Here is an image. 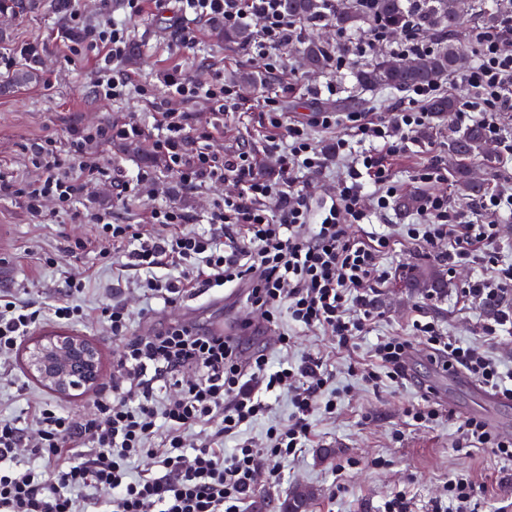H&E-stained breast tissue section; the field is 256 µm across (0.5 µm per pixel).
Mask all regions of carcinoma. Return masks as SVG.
I'll return each instance as SVG.
<instances>
[{
    "instance_id": "cac0c4a2",
    "label": "carcinoma",
    "mask_w": 512,
    "mask_h": 512,
    "mask_svg": "<svg viewBox=\"0 0 512 512\" xmlns=\"http://www.w3.org/2000/svg\"><path fill=\"white\" fill-rule=\"evenodd\" d=\"M283 9L288 16L302 23L330 21L344 30L369 25L365 14L352 8H341L331 0H283ZM372 15L381 19L391 30H400L412 20L419 30L436 31L446 45L411 60L389 56L367 64L356 74L360 86L408 91L439 80L458 69L463 50L449 44L465 24V18L459 12L458 0H430V4L420 10L404 5L403 0H376ZM302 55L313 71L324 69L331 60L330 48L315 41L302 48ZM458 105V98L440 95L431 101L429 108L432 112L443 114L457 111ZM486 141L484 127L476 124L448 144L455 187L473 197L481 193V184L468 178V162L486 154Z\"/></svg>"
}]
</instances>
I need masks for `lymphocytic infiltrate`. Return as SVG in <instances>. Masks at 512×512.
Listing matches in <instances>:
<instances>
[{
    "label": "lymphocytic infiltrate",
    "mask_w": 512,
    "mask_h": 512,
    "mask_svg": "<svg viewBox=\"0 0 512 512\" xmlns=\"http://www.w3.org/2000/svg\"><path fill=\"white\" fill-rule=\"evenodd\" d=\"M125 2L127 14L120 20L112 16V0H100L95 24L85 23L78 10L68 14L81 31L73 52L97 57L95 87L111 100L148 93L117 72L129 47L131 21L142 13L144 0ZM179 3L182 14L194 18L181 29L183 49L197 43L195 22L220 20L237 27L255 21L259 27L249 53L270 73L280 67L278 50L300 28L282 11L281 0ZM386 41L401 56L435 47L410 28L391 39L377 21L367 36L343 42L337 68L368 56ZM469 42L474 61L450 84L409 90L388 114H318L316 124L329 128L342 123L348 131L334 147L344 170L329 201L318 207L311 184L325 170L326 157L308 125L286 122L278 99L266 98L268 143L278 173L263 177L248 153L219 155L196 145L184 104L203 98L221 115L239 111L243 99L234 85L218 79L202 83L181 69L164 77L179 104L160 108L154 128L130 120L86 125L74 128L66 145L48 136L29 146L38 175L16 184L15 192L35 219L42 217L49 199L58 213L74 215L77 201L106 179L117 185L120 202L139 199L151 180L149 173L133 179L111 173L105 155L89 150L93 141L151 138L171 174L188 188L232 174L239 190L211 204L207 221L212 233L182 231L188 217L173 204L151 208L139 225L115 223L110 212L95 209L82 215L94 226V237L72 241L69 254L94 248L102 258H122L126 270L142 274V295L168 305L192 291L230 289L244 304L263 310L264 324L247 323L238 333L219 336L188 322H172L134 336L128 308L113 302L105 317L121 347L113 359L111 397L99 400L82 419L43 407L35 409L29 429L0 418V512H89L79 495L87 487L107 490V498L99 502L101 512H245L257 479L279 482L283 463L305 447L312 415L335 413L337 406L321 358L274 367L266 347L255 343V336L277 328L280 313L296 324L330 332L340 346H353L373 323L369 294L388 276L382 259L404 242L437 251L452 264L481 257L492 275L475 278L464 290L478 303L499 302L512 289V266L498 263L496 225L474 221L443 194L424 196L418 220L402 230L360 235L350 230L391 208L403 189L391 162L409 153L417 129L430 118L428 102L445 87L462 93L457 124L482 113L489 139L501 142L500 118L512 112V0L503 6L494 31L473 29ZM172 267L179 268V275H169ZM44 316L12 290L1 289L0 355L17 348ZM412 328L413 338L446 355L448 365L512 399V381L483 350L447 336L433 321L417 319ZM411 340L380 339L373 349L379 367L366 372V381L378 382L384 374L397 384L407 380ZM281 395L293 407L287 423L267 429L264 447L242 440L244 428L270 412V397ZM228 439L234 440V448H225ZM25 455L44 461V468L18 467V457Z\"/></svg>",
    "instance_id": "lymphocytic-infiltrate-1"
}]
</instances>
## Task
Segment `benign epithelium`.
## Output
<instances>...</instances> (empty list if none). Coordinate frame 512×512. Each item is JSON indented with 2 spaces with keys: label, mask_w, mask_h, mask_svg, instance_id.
Returning a JSON list of instances; mask_svg holds the SVG:
<instances>
[{
  "label": "benign epithelium",
  "mask_w": 512,
  "mask_h": 512,
  "mask_svg": "<svg viewBox=\"0 0 512 512\" xmlns=\"http://www.w3.org/2000/svg\"><path fill=\"white\" fill-rule=\"evenodd\" d=\"M31 345L28 365L43 384L68 393L99 383L98 352L83 337L58 331L34 339Z\"/></svg>",
  "instance_id": "obj_1"
}]
</instances>
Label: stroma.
<instances>
[{"label":"stroma","instance_id":"stroma-1","mask_svg":"<svg viewBox=\"0 0 512 512\" xmlns=\"http://www.w3.org/2000/svg\"><path fill=\"white\" fill-rule=\"evenodd\" d=\"M69 8L61 0H38L32 11L9 15L0 26V50L9 52L32 42L46 45L43 56L18 62V70L35 72V82L19 87L11 84L10 74L0 75V168L14 179H28L36 170L24 150L26 144L52 136L66 139L74 127L104 124L108 121H154L155 111L164 107V74L179 66L199 81L220 78L238 87L245 108L225 115L224 132L208 142L218 154L249 151L260 174L275 168L274 157L266 149V120L263 101L280 94L288 119L310 122V132L318 147L328 156L326 171L314 178L317 198L333 192L342 168L333 157L337 129L312 124L318 112L343 115L362 109L388 112L401 98L399 91H364L357 85L355 66L339 70L309 72L298 65L299 50L310 37L320 34L317 26H304L282 52L283 66L274 73L253 63L247 50L218 41L212 25L199 24L198 43L183 52L177 32L183 17L175 0H147L143 12L132 22L133 51L121 71L135 82L152 87L154 101L138 95L121 101L100 98L95 93L97 61L94 56L75 57L70 53L74 34L66 21ZM454 116L432 115L417 130L410 152L396 159L393 170L406 193H444L451 205L468 211L479 208L478 201L459 196L453 179L420 184L414 182L415 169L434 163L448 166V140L462 133ZM107 155L112 167L128 176L148 172L159 186L158 197H145L128 206L115 202L117 189L111 181L91 188L84 208L111 209L115 222L140 223L145 210L156 203H172L184 209L189 227L206 230L205 215L211 201L235 192L232 175L223 182L194 189L180 185L152 149L150 140H138L135 147L113 143ZM486 192L512 193V154L494 148L486 160L472 168ZM94 228L58 214L54 201H46L41 220H32L21 198L11 189L0 187V289H14L17 297L42 310H49L64 296L68 279L87 276L80 302L86 317L69 326L92 343L101 357V380L90 390L60 395L41 385L28 371L22 350L0 359V417L29 424L35 405L55 408L73 416L92 411L93 403L112 391V359L116 349L103 310L119 300L132 313V330L144 333L168 322L190 317L202 327L223 321L225 328L238 330L241 323L263 321L260 311L248 309L231 299L211 294L187 297L182 306L155 304L142 312L139 281L121 264H106L97 252L88 251L72 258L66 253L70 241L92 237ZM391 275L382 288L371 295L378 317L370 333L356 344L338 346L329 333L295 325L281 319L278 331L262 336L270 346L269 358L296 363L310 356H321L330 369V387L340 400L335 413L316 412L311 419L312 433L306 448L284 467L285 480L273 486L258 480L246 512H279L281 502L296 484L317 491L310 512H381L385 499L406 492L412 512H431V503L444 497L450 479L466 477L480 486L482 512H512V463L488 449L467 447L460 427L474 408L481 405L478 391L466 385L449 386L448 375L432 359L431 349L414 342L407 364L409 379L395 384L382 379L378 385L365 383L364 370L373 368L372 347L382 336H405L418 316L438 322L458 341L474 345L497 360L502 370L512 372V329L496 336L486 333L496 324L501 311L512 308V291L499 308L478 306L462 294L470 281L484 274L482 259L449 266L436 254L418 251L411 244L397 246L383 259ZM430 266L446 276L448 286L440 291L410 288L405 275L414 266ZM289 337L287 350L276 347L279 333ZM429 401L438 417L425 425L412 424L407 412L422 401Z\"/></svg>","mask_w":512,"mask_h":512}]
</instances>
